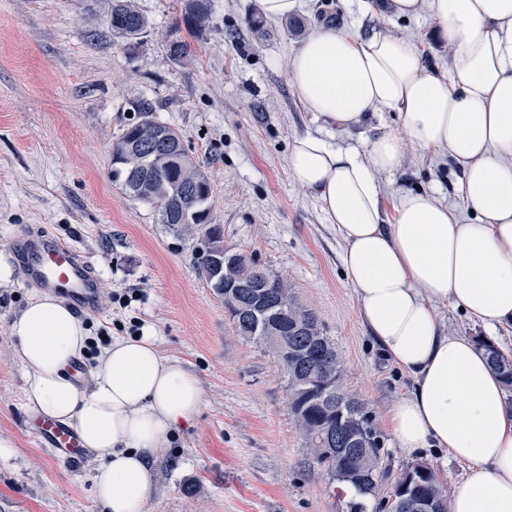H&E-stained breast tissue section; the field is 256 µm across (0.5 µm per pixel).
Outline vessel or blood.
Returning a JSON list of instances; mask_svg holds the SVG:
<instances>
[{
	"label": "vessel or blood",
	"instance_id": "obj_1",
	"mask_svg": "<svg viewBox=\"0 0 512 512\" xmlns=\"http://www.w3.org/2000/svg\"><path fill=\"white\" fill-rule=\"evenodd\" d=\"M16 255L27 284L66 296L80 313L92 315L98 312L99 276L94 263L79 249L41 230L23 235ZM33 434L55 458H77L80 441L71 428L42 419Z\"/></svg>",
	"mask_w": 512,
	"mask_h": 512
}]
</instances>
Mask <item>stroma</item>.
Here are the masks:
<instances>
[{
    "label": "stroma",
    "mask_w": 512,
    "mask_h": 512,
    "mask_svg": "<svg viewBox=\"0 0 512 512\" xmlns=\"http://www.w3.org/2000/svg\"><path fill=\"white\" fill-rule=\"evenodd\" d=\"M209 26L189 33L183 0H137L150 26L136 43L112 36L105 0H0V254L19 236L47 229L93 260L101 312L83 316L94 344L81 363L126 336L139 318L164 357L194 373L201 407L155 466L146 512H343L345 501L310 467V450L288 410L286 378L271 353L237 336L224 303L208 288L195 241L158 221L153 206L127 198L112 180V145L139 106L181 133L210 180L214 223L228 250L288 279L335 343L343 383L372 411L390 479L421 462L453 489L469 470L444 448L408 454L392 435L391 405L408 397L410 376L375 341L345 276L344 241L319 201L288 173L294 139L323 132L362 146L396 129L383 112L347 128L325 126L295 96L292 54L319 25L367 36L413 32L424 64L439 73L448 47L428 9L397 17L390 0H301L282 20L257 0H211ZM180 38L189 56L173 59ZM461 168L438 149L408 145L401 168L379 180L384 216L400 194L435 190L462 218ZM135 293L128 308L113 294ZM37 290L15 275L0 287V512H102L92 487L94 456L72 465L38 447L25 404L14 319Z\"/></svg>",
    "instance_id": "35a3bbf8"
}]
</instances>
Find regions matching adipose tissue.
<instances>
[{
  "label": "adipose tissue",
  "mask_w": 512,
  "mask_h": 512,
  "mask_svg": "<svg viewBox=\"0 0 512 512\" xmlns=\"http://www.w3.org/2000/svg\"><path fill=\"white\" fill-rule=\"evenodd\" d=\"M396 15L428 8L448 43L447 72L428 70L413 45L321 26L291 58L288 78L308 111L348 128L396 113L398 130L345 148L319 134L294 139L290 177L312 193L345 249L343 265L375 340L413 378L389 423L408 452L444 448L469 465L450 512H512V413L487 359L451 336L441 301L488 328L512 322V0H391ZM447 149L463 170L471 222L434 192L401 194L383 219L377 174L402 165L403 147ZM25 370L24 398L39 416L74 428L99 465L105 512H144L154 464L201 406L194 374L163 357L153 337L106 347L90 385L68 367L89 342L60 299L34 296L12 324Z\"/></svg>",
  "instance_id": "obj_1"
}]
</instances>
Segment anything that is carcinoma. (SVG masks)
Instances as JSON below:
<instances>
[{"label": "carcinoma", "instance_id": "cac0c4a2", "mask_svg": "<svg viewBox=\"0 0 512 512\" xmlns=\"http://www.w3.org/2000/svg\"><path fill=\"white\" fill-rule=\"evenodd\" d=\"M211 18V0H185L184 22L191 30L204 28ZM112 36L134 42L148 26L135 0H111L107 12ZM137 121L129 124L112 146V181L133 201L154 206L159 223L195 225L194 234L212 237L214 253L224 259L225 275L213 277V258L198 253L201 274L226 309L240 308L231 316L242 339L271 349L269 338L288 342L292 356L279 360L287 376L290 413L297 422L312 464L328 482L354 494L347 512H369L368 502L379 499L388 480L382 461L380 433L373 414L342 382L341 361L333 341L325 335L317 315L303 307L291 286L284 288H234L224 283H256L254 270L269 278L273 272L254 258L244 262L242 253H223L224 233L211 218V184L192 163L181 136L170 126L149 116L142 106ZM489 359L493 372L507 393L512 411V354L483 336L475 337ZM404 488L400 512H418L425 502L430 512H449L446 490L436 471L424 464L407 467L395 480Z\"/></svg>", "mask_w": 512, "mask_h": 512}]
</instances>
